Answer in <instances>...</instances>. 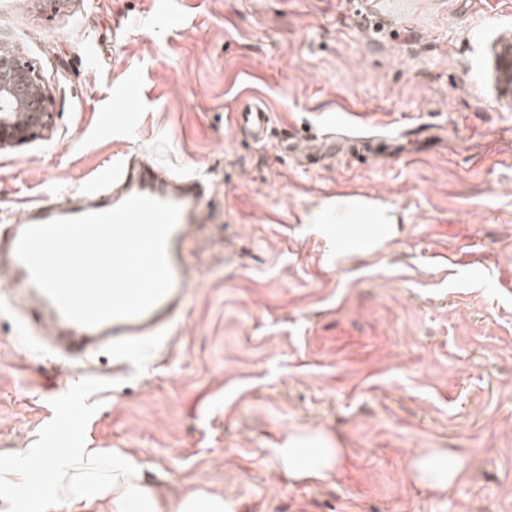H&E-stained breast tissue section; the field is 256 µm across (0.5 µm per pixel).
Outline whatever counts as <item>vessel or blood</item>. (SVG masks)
I'll return each mask as SVG.
<instances>
[{"instance_id": "obj_1", "label": "vessel or blood", "mask_w": 512, "mask_h": 512, "mask_svg": "<svg viewBox=\"0 0 512 512\" xmlns=\"http://www.w3.org/2000/svg\"><path fill=\"white\" fill-rule=\"evenodd\" d=\"M272 124V112L256 97L246 98L234 117L235 129L253 140L264 139ZM209 191L210 186L204 179L168 174L139 157L125 156L112 173L82 189L80 205L36 204L18 217L6 212L0 214V285L7 288L9 297L26 298L27 303L21 308L25 324L34 328L63 360L87 362L103 347L119 352L122 360L135 358L145 338L162 335L181 307L188 286L183 245L198 220L200 203ZM134 194L170 202L180 209L167 245V259L173 274L171 290L155 306L136 317L111 320L94 327L65 319L33 283L16 255L22 231L54 219L108 210Z\"/></svg>"}]
</instances>
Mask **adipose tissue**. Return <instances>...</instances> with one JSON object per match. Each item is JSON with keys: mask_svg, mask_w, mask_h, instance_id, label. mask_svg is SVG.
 <instances>
[{"mask_svg": "<svg viewBox=\"0 0 512 512\" xmlns=\"http://www.w3.org/2000/svg\"><path fill=\"white\" fill-rule=\"evenodd\" d=\"M401 215L390 203L359 196H338L323 200L306 223L331 242L337 257L364 254L382 248L397 231ZM279 461L290 478L327 481L335 477L342 458L333 437L322 433L294 434L278 450ZM44 459L54 478L46 490L25 500L12 492L29 486L32 459ZM417 466L421 480L442 490L462 471L457 457L443 452L423 454ZM0 485L7 495L0 497V512H235L223 494L192 488L175 502L162 499L145 475L137 456L118 448H70L44 457L42 449H31L28 458L0 472Z\"/></svg>", "mask_w": 512, "mask_h": 512, "instance_id": "obj_1", "label": "adipose tissue"}]
</instances>
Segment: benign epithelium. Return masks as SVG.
Listing matches in <instances>:
<instances>
[{"instance_id": "obj_1", "label": "benign epithelium", "mask_w": 512, "mask_h": 512, "mask_svg": "<svg viewBox=\"0 0 512 512\" xmlns=\"http://www.w3.org/2000/svg\"><path fill=\"white\" fill-rule=\"evenodd\" d=\"M495 78L501 97L512 101V56L494 48ZM49 97L44 83L22 55L0 57V150L21 146L49 126Z\"/></svg>"}]
</instances>
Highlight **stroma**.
<instances>
[{
  "mask_svg": "<svg viewBox=\"0 0 512 512\" xmlns=\"http://www.w3.org/2000/svg\"><path fill=\"white\" fill-rule=\"evenodd\" d=\"M184 24H162L158 10ZM512 0H0V45L41 74L53 123L0 150V208L77 201L123 154L217 180L184 245L190 283L130 366L57 360L0 301V469L51 447L137 454L157 490L236 512H512V107L491 47ZM137 78L129 128L110 114ZM256 92L264 140L232 126ZM341 152L291 156L288 132ZM356 195L404 218L337 262L303 215ZM89 379L85 395L74 381ZM333 435L336 479H288L289 434ZM460 455L439 491L412 466Z\"/></svg>",
  "mask_w": 512,
  "mask_h": 512,
  "instance_id": "35a3bbf8",
  "label": "stroma"
}]
</instances>
